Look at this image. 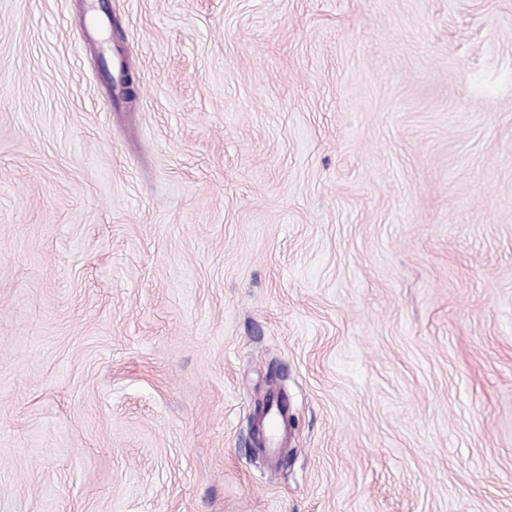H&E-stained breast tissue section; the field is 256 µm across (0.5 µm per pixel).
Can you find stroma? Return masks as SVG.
<instances>
[{"label":"stroma","instance_id":"35a3bbf8","mask_svg":"<svg viewBox=\"0 0 512 512\" xmlns=\"http://www.w3.org/2000/svg\"><path fill=\"white\" fill-rule=\"evenodd\" d=\"M107 7L0 0V512H512V0ZM269 413V408L265 400H256L253 410L252 439L254 448H264L265 446V430L264 421Z\"/></svg>","mask_w":512,"mask_h":512}]
</instances>
